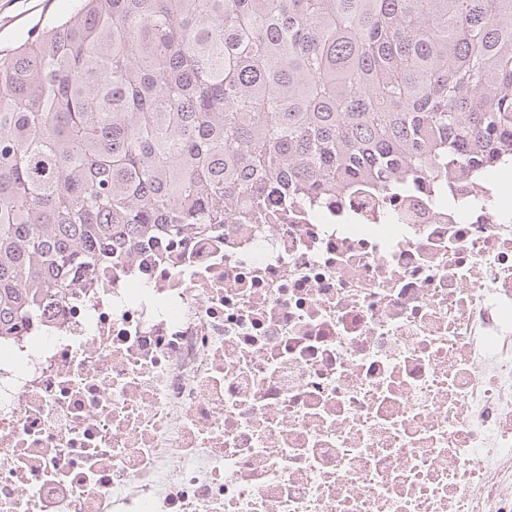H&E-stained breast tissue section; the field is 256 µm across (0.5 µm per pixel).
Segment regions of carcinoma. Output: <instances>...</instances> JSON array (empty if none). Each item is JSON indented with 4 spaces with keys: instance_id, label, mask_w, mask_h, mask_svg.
<instances>
[{
    "instance_id": "carcinoma-1",
    "label": "carcinoma",
    "mask_w": 512,
    "mask_h": 512,
    "mask_svg": "<svg viewBox=\"0 0 512 512\" xmlns=\"http://www.w3.org/2000/svg\"><path fill=\"white\" fill-rule=\"evenodd\" d=\"M512 158V0H73L0 54V336L136 239Z\"/></svg>"
}]
</instances>
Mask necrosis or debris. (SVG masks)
<instances>
[{
	"label": "necrosis or debris",
	"instance_id": "1",
	"mask_svg": "<svg viewBox=\"0 0 512 512\" xmlns=\"http://www.w3.org/2000/svg\"><path fill=\"white\" fill-rule=\"evenodd\" d=\"M127 244L0 338V512H512V166Z\"/></svg>",
	"mask_w": 512,
	"mask_h": 512
}]
</instances>
